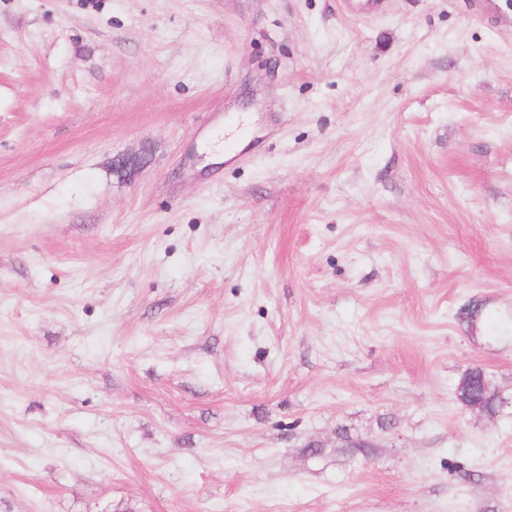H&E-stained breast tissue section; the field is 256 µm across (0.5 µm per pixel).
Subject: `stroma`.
<instances>
[{
    "label": "stroma",
    "instance_id": "1",
    "mask_svg": "<svg viewBox=\"0 0 512 512\" xmlns=\"http://www.w3.org/2000/svg\"><path fill=\"white\" fill-rule=\"evenodd\" d=\"M480 2L0 0V512H512V0ZM456 391L462 405H479L490 417L499 414L503 406V398L499 390L480 366H472L463 372Z\"/></svg>",
    "mask_w": 512,
    "mask_h": 512
}]
</instances>
